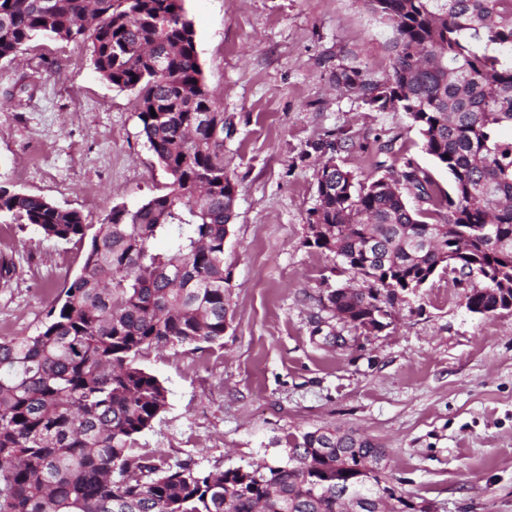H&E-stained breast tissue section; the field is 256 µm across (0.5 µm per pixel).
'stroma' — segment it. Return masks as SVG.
Masks as SVG:
<instances>
[{
	"instance_id": "1",
	"label": "stroma",
	"mask_w": 512,
	"mask_h": 512,
	"mask_svg": "<svg viewBox=\"0 0 512 512\" xmlns=\"http://www.w3.org/2000/svg\"><path fill=\"white\" fill-rule=\"evenodd\" d=\"M203 77L224 107V161L236 190L224 246L232 319L198 351L152 350L140 364L168 404L142 454L203 469L288 460L289 437L340 427L385 448L388 473L435 512H512V311L469 313L464 286L439 271L367 333L325 306L363 287L311 245L327 160L366 184L394 156L448 173L405 112L338 86L347 66L382 80L390 28L364 0H183ZM135 92L94 70L83 41L41 39L0 61V186L100 224L167 193L137 118ZM393 142V154L381 153ZM332 152L315 151V144ZM86 242L0 222V336L36 334L77 275Z\"/></svg>"
}]
</instances>
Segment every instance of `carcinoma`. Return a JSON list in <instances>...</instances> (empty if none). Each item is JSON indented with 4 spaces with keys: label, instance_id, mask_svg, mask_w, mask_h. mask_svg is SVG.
<instances>
[{
    "label": "carcinoma",
    "instance_id": "carcinoma-1",
    "mask_svg": "<svg viewBox=\"0 0 512 512\" xmlns=\"http://www.w3.org/2000/svg\"><path fill=\"white\" fill-rule=\"evenodd\" d=\"M183 0H0V60L40 37L90 41L96 72L138 93L141 134L168 192L115 206L83 265L32 336L0 338V512H427L379 466L382 451L349 437L323 452L321 429L288 440L283 466L203 470L140 455L138 437L167 404L141 366L150 349L196 351L224 338L230 304L224 243L236 186L224 164V108L204 82ZM391 28L390 77L336 72L375 108H399L448 171V191L404 157L367 185L336 168L318 184L313 245L367 287L327 295L359 329L386 328L398 295L439 270L468 277L466 303L512 300V0H365ZM412 195L419 206L408 205ZM62 241L82 240L80 212L0 187V214Z\"/></svg>",
    "mask_w": 512,
    "mask_h": 512
}]
</instances>
